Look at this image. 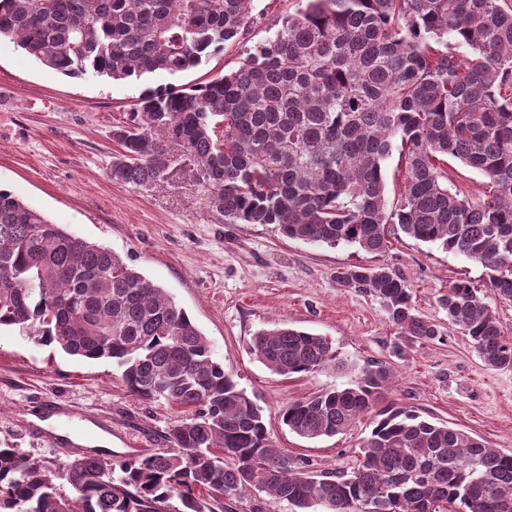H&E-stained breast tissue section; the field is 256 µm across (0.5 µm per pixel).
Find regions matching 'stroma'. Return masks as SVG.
<instances>
[{
    "label": "stroma",
    "mask_w": 512,
    "mask_h": 512,
    "mask_svg": "<svg viewBox=\"0 0 512 512\" xmlns=\"http://www.w3.org/2000/svg\"><path fill=\"white\" fill-rule=\"evenodd\" d=\"M296 8L295 0H253L257 22L244 43L184 73L119 81L65 76L0 34V188L68 232L112 249L165 288L205 336L213 360L261 409L275 445L313 474L356 468L373 418L309 440L283 424L281 409L351 384L371 362L389 368L388 398L397 407L512 453V368H487L437 303L459 278L486 289L480 264L402 233L372 255L354 245L291 240L273 224L225 223L206 204L183 157L145 187L109 177L117 151L112 126L128 119L145 90L189 89L223 75L237 67L245 48L269 36L273 20ZM378 264L409 282L441 338L398 335L377 298L336 282L337 271L348 266ZM276 325L326 337L346 370L331 366L290 379L273 374L250 346L257 331ZM73 411L80 436H111L116 461L165 450L175 416L165 401L129 393L111 360L71 356L18 328L1 329L0 447L45 461L81 457L86 446L59 435Z\"/></svg>",
    "instance_id": "35a3bbf8"
}]
</instances>
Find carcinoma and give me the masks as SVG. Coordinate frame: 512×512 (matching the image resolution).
I'll return each instance as SVG.
<instances>
[{
  "label": "carcinoma",
  "mask_w": 512,
  "mask_h": 512,
  "mask_svg": "<svg viewBox=\"0 0 512 512\" xmlns=\"http://www.w3.org/2000/svg\"><path fill=\"white\" fill-rule=\"evenodd\" d=\"M251 2L0 0V34L68 77L176 75L240 40ZM299 2L237 68L189 91H145L112 126V181L148 185L187 157L228 224H274L288 239L369 254L400 231L480 264L493 294L512 300V0ZM395 148L404 186L391 205L382 163ZM450 159L486 178L483 194L452 185ZM336 281L378 297L398 334L441 335L387 266L352 265ZM438 303L488 368L512 367V336L471 281H453ZM2 326L112 360L131 393L185 418L171 423L170 449L119 464L0 448V512H215L255 485L292 512L512 510V454L386 401L391 372L378 363L282 408L307 439L376 415L356 469L304 470L164 288L0 190ZM252 350L285 378L336 363L326 338L286 326L258 331Z\"/></svg>",
  "instance_id": "cac0c4a2"
}]
</instances>
